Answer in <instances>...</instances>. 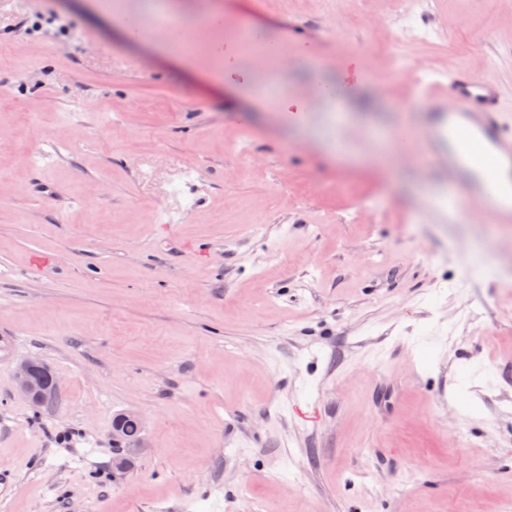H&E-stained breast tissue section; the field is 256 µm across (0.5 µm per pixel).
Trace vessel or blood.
<instances>
[{"label":"vessel or blood","instance_id":"1","mask_svg":"<svg viewBox=\"0 0 512 512\" xmlns=\"http://www.w3.org/2000/svg\"><path fill=\"white\" fill-rule=\"evenodd\" d=\"M413 99L432 112V125L414 133L415 149L431 164L459 172L470 208L495 224L512 223V205L494 199L484 175L464 159L459 134L480 144L487 156L505 164L512 175V116L504 112L494 77L477 78L461 69L448 76V90L432 91L424 76L415 79Z\"/></svg>","mask_w":512,"mask_h":512}]
</instances>
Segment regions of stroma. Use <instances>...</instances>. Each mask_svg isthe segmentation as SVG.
<instances>
[{
    "instance_id": "obj_1",
    "label": "stroma",
    "mask_w": 512,
    "mask_h": 512,
    "mask_svg": "<svg viewBox=\"0 0 512 512\" xmlns=\"http://www.w3.org/2000/svg\"><path fill=\"white\" fill-rule=\"evenodd\" d=\"M94 2L0 0V512H506L512 224L426 216L442 169L385 180L374 133L431 118L402 59L494 74L512 113V0H225L191 69ZM246 20L342 126L240 95ZM30 358L61 382L38 407ZM47 368L45 364L36 360L22 362L17 369V388L19 392L30 399L33 398L36 405L51 399L60 391V384L53 374V384L50 390L44 392L42 372ZM48 369V368H47ZM117 445L114 449L115 464L113 469L122 470L126 467L127 463L139 457L145 448L142 438L138 441H125L120 435V427L116 423L112 428V443Z\"/></svg>"
}]
</instances>
